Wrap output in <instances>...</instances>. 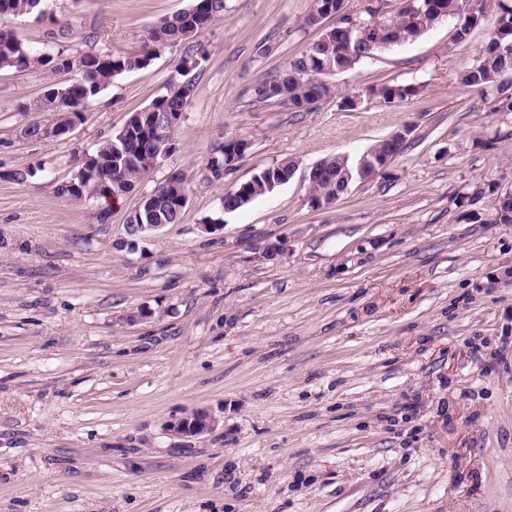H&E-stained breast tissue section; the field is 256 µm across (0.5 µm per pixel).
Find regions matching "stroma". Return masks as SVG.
<instances>
[{
    "label": "stroma",
    "mask_w": 512,
    "mask_h": 512,
    "mask_svg": "<svg viewBox=\"0 0 512 512\" xmlns=\"http://www.w3.org/2000/svg\"><path fill=\"white\" fill-rule=\"evenodd\" d=\"M190 0H45L2 17L33 48L140 52ZM315 0H225L196 37L207 59L175 149L111 205L58 197L85 154L185 75L184 44L115 76L73 133L23 139L18 105L43 75L0 70V512H512V112L456 82L487 31L445 21L332 76L297 111L259 102L319 29ZM420 86L387 107L341 96ZM374 180L310 207V167L403 126ZM250 147L213 179L224 143ZM292 158L295 176L233 212L224 193ZM37 168L27 182L9 172ZM174 171L182 220L133 240L124 224ZM288 242L275 259L268 243ZM204 408L209 434L166 421Z\"/></svg>",
    "instance_id": "obj_1"
}]
</instances>
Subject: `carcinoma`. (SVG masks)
Masks as SVG:
<instances>
[{"label":"carcinoma","mask_w":512,"mask_h":512,"mask_svg":"<svg viewBox=\"0 0 512 512\" xmlns=\"http://www.w3.org/2000/svg\"><path fill=\"white\" fill-rule=\"evenodd\" d=\"M44 14L42 0H0V17L29 16L40 19ZM336 15L339 22L333 27L323 28L319 36L308 44L299 56L271 79L258 82L252 92L256 100L281 101L288 99V105L303 110L308 105L335 94L322 71L325 63L332 62L339 73L356 68L361 62L372 58L378 51L406 41L416 39L444 20L455 21L454 39L468 40L472 32L482 26L489 17L495 18L488 39L474 60L457 75V82L479 92L491 89L494 95V110L512 112V92L497 84L502 71L512 70V0H404L403 7L385 23V33L378 32L370 20L354 24V41L346 47L337 31L348 25L350 17L345 15V0H316L315 12L306 20L307 25L317 26V16ZM415 15L416 26L407 25L405 17ZM224 18V0H192V3L177 14L166 17L153 27L141 52L115 56L110 52L72 51L60 44L45 50L32 49L17 40L10 31L0 28V69L15 68L40 72L47 77L41 96L22 104L30 112H43L52 117L85 110L112 82V78L125 72L141 69L154 58L157 49L194 38L212 22ZM79 60L74 80L63 82L57 76L70 70L72 62ZM378 102L392 106L421 93L415 85H391L386 83L368 87ZM190 96L171 91L154 100L144 108L146 112H185ZM122 152L120 168H115L112 139L100 142L91 153L103 162L102 172L111 180L112 194L121 196L151 173L143 163L146 142L136 128L119 142ZM222 157L214 158L210 171L214 178L221 179L230 171L244 151L236 144L227 143L221 150ZM356 162L349 160L341 164L340 159L331 156L325 168L316 177L309 179L311 195L322 196L336 189V180L348 169L355 171ZM287 172L278 163L266 168L253 178L246 195L229 192L224 196L223 207L232 212L238 210L259 196L266 194L265 184L276 180ZM82 193L86 200H100L106 197L105 189L95 178L83 183ZM185 201L170 196L166 201L168 223L180 222Z\"/></svg>","instance_id":"obj_1"}]
</instances>
